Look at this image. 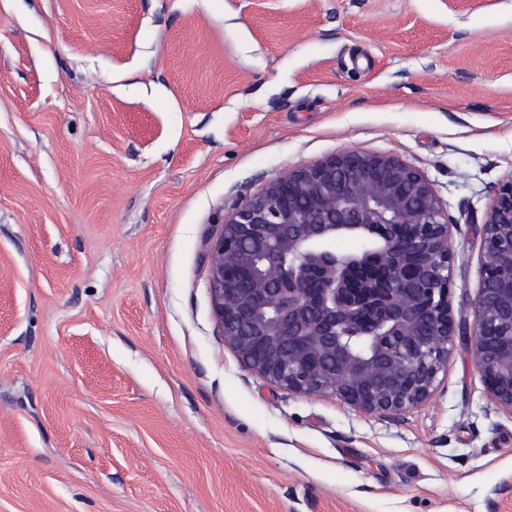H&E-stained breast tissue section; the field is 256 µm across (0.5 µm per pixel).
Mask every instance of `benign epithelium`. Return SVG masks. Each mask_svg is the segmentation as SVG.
I'll return each mask as SVG.
<instances>
[{
	"instance_id": "1",
	"label": "benign epithelium",
	"mask_w": 512,
	"mask_h": 512,
	"mask_svg": "<svg viewBox=\"0 0 512 512\" xmlns=\"http://www.w3.org/2000/svg\"><path fill=\"white\" fill-rule=\"evenodd\" d=\"M341 235L374 247L338 254ZM481 245L471 319L457 322L448 209L431 182L393 155L345 150L280 175L224 222L211 245L212 310L246 370L368 413L423 402L465 336L488 394L512 413V179ZM370 253L387 276L359 286L352 274Z\"/></svg>"
}]
</instances>
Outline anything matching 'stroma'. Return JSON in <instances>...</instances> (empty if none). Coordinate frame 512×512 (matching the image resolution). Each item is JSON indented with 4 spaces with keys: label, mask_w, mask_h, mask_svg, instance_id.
Segmentation results:
<instances>
[{
    "label": "stroma",
    "mask_w": 512,
    "mask_h": 512,
    "mask_svg": "<svg viewBox=\"0 0 512 512\" xmlns=\"http://www.w3.org/2000/svg\"><path fill=\"white\" fill-rule=\"evenodd\" d=\"M350 148L432 183L470 319L512 0H0V512H512V413L465 337L380 414L224 343L212 239Z\"/></svg>",
    "instance_id": "1"
}]
</instances>
